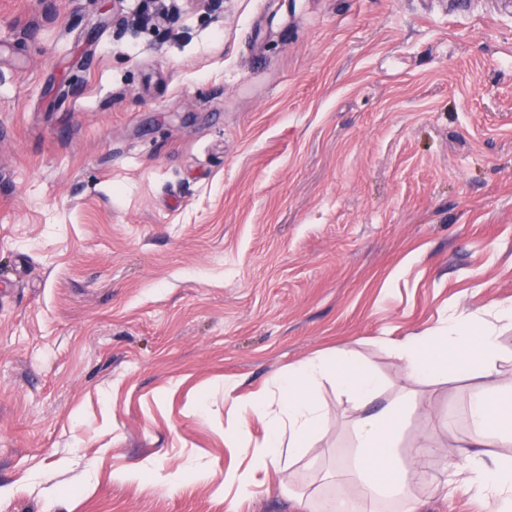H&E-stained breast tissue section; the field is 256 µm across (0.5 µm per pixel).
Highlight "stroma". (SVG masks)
Returning <instances> with one entry per match:
<instances>
[{"label": "stroma", "instance_id": "obj_1", "mask_svg": "<svg viewBox=\"0 0 512 512\" xmlns=\"http://www.w3.org/2000/svg\"><path fill=\"white\" fill-rule=\"evenodd\" d=\"M174 2L156 29L139 0H0V512L350 498V424L400 392V448L438 449L419 512H490L448 493L473 380L409 383L387 345L512 305V14ZM345 349L383 397L322 381L328 428L237 498L241 403Z\"/></svg>", "mask_w": 512, "mask_h": 512}]
</instances>
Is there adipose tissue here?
<instances>
[{
    "mask_svg": "<svg viewBox=\"0 0 512 512\" xmlns=\"http://www.w3.org/2000/svg\"><path fill=\"white\" fill-rule=\"evenodd\" d=\"M392 352L414 384L461 374L476 379L467 405L473 453L466 469H450L448 485L476 494L493 512H512V456L502 453L512 446V381L504 378L499 366L501 353L493 323L454 313L447 325L433 332L393 343ZM328 378L335 379L341 394L359 402H370L382 392L380 377L349 351L332 358L313 357L274 375V391L247 402L238 428L239 449L256 468L278 465L284 451L309 447L328 425L313 393ZM406 403V395H399L380 412L352 423L356 453L345 470L360 489L363 512L386 499L396 501L402 512H413V479L424 472L435 448L425 440L417 444L412 457L400 453L401 413ZM254 419L267 425L264 440L256 445L247 437Z\"/></svg>",
    "mask_w": 512,
    "mask_h": 512,
    "instance_id": "obj_1",
    "label": "adipose tissue"
}]
</instances>
